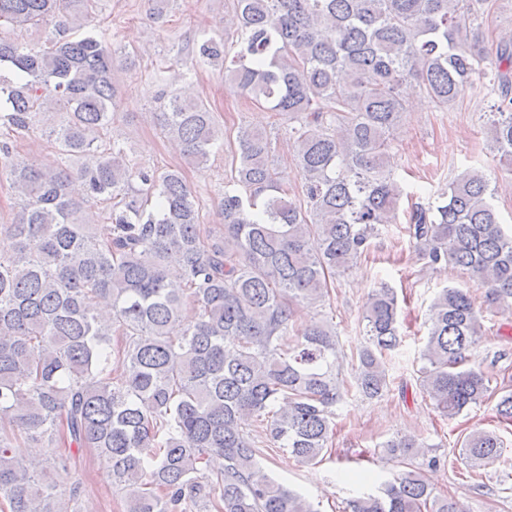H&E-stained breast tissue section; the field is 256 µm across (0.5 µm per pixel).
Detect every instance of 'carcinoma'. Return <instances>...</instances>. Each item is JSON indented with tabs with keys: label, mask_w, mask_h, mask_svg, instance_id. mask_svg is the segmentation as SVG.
<instances>
[{
	"label": "carcinoma",
	"mask_w": 512,
	"mask_h": 512,
	"mask_svg": "<svg viewBox=\"0 0 512 512\" xmlns=\"http://www.w3.org/2000/svg\"><path fill=\"white\" fill-rule=\"evenodd\" d=\"M485 0H233L235 40L210 37L198 61L224 68L236 92L293 120L288 136L301 193L283 186L271 141L242 128L224 188V224L208 229L182 169L138 166L105 137L116 88L113 54L92 26L95 0H0V22L52 25L35 50L0 37V127L21 136L57 114L48 136L59 160L43 167L0 140V178L17 200L0 224V512H83L77 486L43 479L46 466L21 443L94 448L126 512H318L272 480L245 425L316 464L334 435L336 406L354 387L389 391L386 358L402 344L393 288L368 294L367 345L354 384L342 373L336 335L321 322L295 332L300 307L329 296V279L395 224L403 195L385 164L401 131L411 86L451 108L480 79L498 100L487 134L512 164V34L493 68L474 22ZM185 161L200 168L224 140L203 102L172 96L157 115ZM78 179L86 195L68 191ZM491 179L465 171L425 203L407 231L418 259L452 265L498 311L512 316V229L500 224ZM102 205L96 231L81 212ZM198 306L195 323L179 321ZM483 311L466 288L441 289L430 305L419 386L450 420L488 399L473 352ZM512 422V391L494 406ZM409 436L384 445L406 469L381 494L346 512H465L433 495ZM224 458L211 472L208 458ZM458 458L471 469L502 460L499 438L475 430Z\"/></svg>",
	"instance_id": "carcinoma-1"
}]
</instances>
